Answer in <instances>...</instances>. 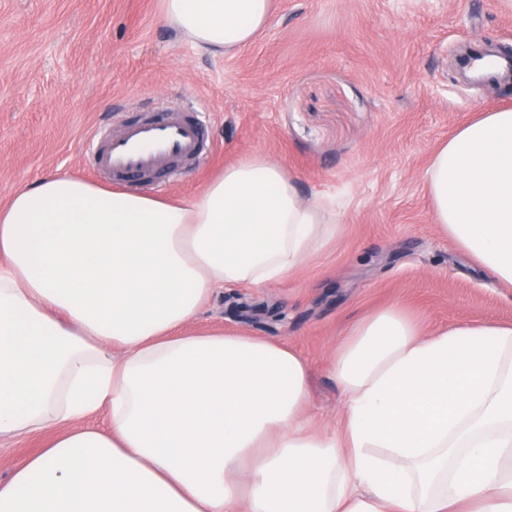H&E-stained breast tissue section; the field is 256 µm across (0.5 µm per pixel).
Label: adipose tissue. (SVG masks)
<instances>
[{
  "label": "adipose tissue",
  "mask_w": 512,
  "mask_h": 512,
  "mask_svg": "<svg viewBox=\"0 0 512 512\" xmlns=\"http://www.w3.org/2000/svg\"><path fill=\"white\" fill-rule=\"evenodd\" d=\"M274 0H163L230 56ZM444 235L512 287V109L457 130L426 172ZM340 235L281 164L225 166L196 198L67 174L0 202V436L48 434L0 481V512H512V326L424 332L358 320L328 370L335 428L309 415L308 360L193 330L220 290L278 284ZM106 414L108 428L93 425Z\"/></svg>",
  "instance_id": "obj_1"
}]
</instances>
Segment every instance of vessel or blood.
<instances>
[{
	"label": "vessel or blood",
	"mask_w": 512,
	"mask_h": 512,
	"mask_svg": "<svg viewBox=\"0 0 512 512\" xmlns=\"http://www.w3.org/2000/svg\"><path fill=\"white\" fill-rule=\"evenodd\" d=\"M212 151L210 119L191 104L150 109L118 130L99 128L89 138L94 174L121 188L164 181L178 167L201 164Z\"/></svg>",
	"instance_id": "b4317fda"
}]
</instances>
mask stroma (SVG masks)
Segmentation results:
<instances>
[{"label": "stroma", "instance_id": "35a3bbf8", "mask_svg": "<svg viewBox=\"0 0 512 512\" xmlns=\"http://www.w3.org/2000/svg\"><path fill=\"white\" fill-rule=\"evenodd\" d=\"M512 49V0H276L258 40L201 53L160 19L159 0H0V200L51 174L86 180L82 146L134 111L201 101L215 150L161 193L190 200L255 154L282 164L304 199L336 204L341 234L267 288H227L197 330L236 327L309 361V411L337 423L327 357L359 318L390 305L428 331L512 324L498 287L438 229L425 184L439 145L512 88L466 82V45ZM42 433L0 440V480Z\"/></svg>", "mask_w": 512, "mask_h": 512}]
</instances>
